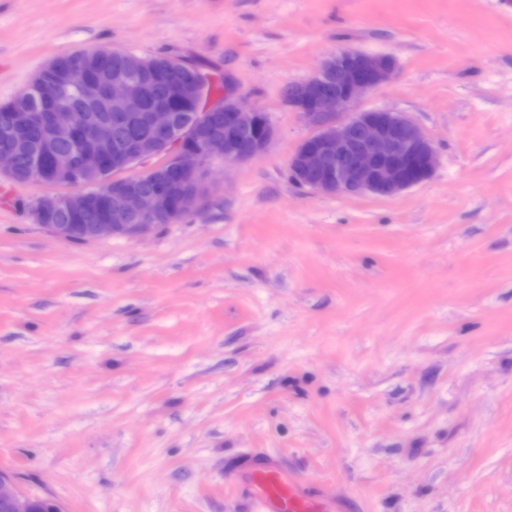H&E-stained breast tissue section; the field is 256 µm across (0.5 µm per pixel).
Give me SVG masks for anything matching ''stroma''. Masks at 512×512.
Returning a JSON list of instances; mask_svg holds the SVG:
<instances>
[{
    "instance_id": "1",
    "label": "stroma",
    "mask_w": 512,
    "mask_h": 512,
    "mask_svg": "<svg viewBox=\"0 0 512 512\" xmlns=\"http://www.w3.org/2000/svg\"><path fill=\"white\" fill-rule=\"evenodd\" d=\"M95 47L198 64L276 138L139 239L60 241L50 186L0 180V470L64 512H252L265 453L347 512H512V7L0 0V103ZM345 47L439 155L398 195L289 176L282 90Z\"/></svg>"
}]
</instances>
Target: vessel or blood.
I'll list each match as a JSON object with an SVG mask.
<instances>
[{
  "label": "vessel or blood",
  "mask_w": 512,
  "mask_h": 512,
  "mask_svg": "<svg viewBox=\"0 0 512 512\" xmlns=\"http://www.w3.org/2000/svg\"><path fill=\"white\" fill-rule=\"evenodd\" d=\"M240 482L258 503L257 512H342L340 506L286 476L276 459L268 455L249 463L241 473Z\"/></svg>",
  "instance_id": "1"
}]
</instances>
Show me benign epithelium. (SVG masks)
I'll list each match as a JSON object with an SVG mask.
<instances>
[{"mask_svg": "<svg viewBox=\"0 0 512 512\" xmlns=\"http://www.w3.org/2000/svg\"><path fill=\"white\" fill-rule=\"evenodd\" d=\"M43 65L15 99L18 105L0 114V176L16 183H39L64 188V192L37 200L33 215L46 218L67 215L74 224H47L62 241L121 236L145 237L165 223L178 219L211 189L208 167L215 157L229 164L262 154L274 136L265 112L243 107L224 94V102L207 112L181 114L174 103L159 101L144 112L141 97L130 78L107 72L98 84L71 89L67 75L58 88L74 92L80 105L61 103L50 110L37 101L44 83ZM396 63L387 55L345 48L327 60L305 82L288 85V104L301 112L315 133L302 141L289 159L294 181L326 194L373 193L394 196L427 180L439 159L423 129L401 112L364 109L362 99L388 82ZM204 77L189 72L175 90L177 101L201 106ZM96 104L110 112V125H100L85 107ZM210 126L224 125V142L190 137L187 119ZM144 126L146 132L112 136V128ZM62 139L70 141L65 154L52 155ZM28 152L25 174L19 173L18 146ZM166 159L147 170L115 176L148 160ZM111 204L103 224L78 220ZM64 512L53 499L40 501L15 488L12 476L0 472V512Z\"/></svg>", "mask_w": 512, "mask_h": 512, "instance_id": "7a95c632", "label": "benign epithelium"}]
</instances>
